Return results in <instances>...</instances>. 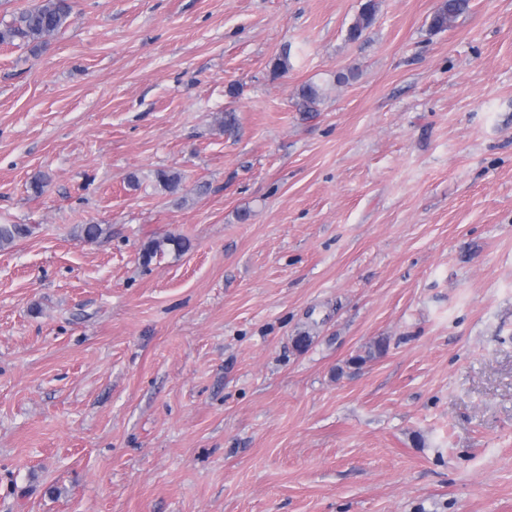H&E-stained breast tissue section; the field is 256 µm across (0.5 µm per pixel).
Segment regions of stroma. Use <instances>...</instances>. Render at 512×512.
<instances>
[{"label":"stroma","instance_id":"stroma-1","mask_svg":"<svg viewBox=\"0 0 512 512\" xmlns=\"http://www.w3.org/2000/svg\"><path fill=\"white\" fill-rule=\"evenodd\" d=\"M364 2L0 45V512H512V0ZM469 8V0H444L434 13L430 27L435 31L447 29Z\"/></svg>","mask_w":512,"mask_h":512}]
</instances>
